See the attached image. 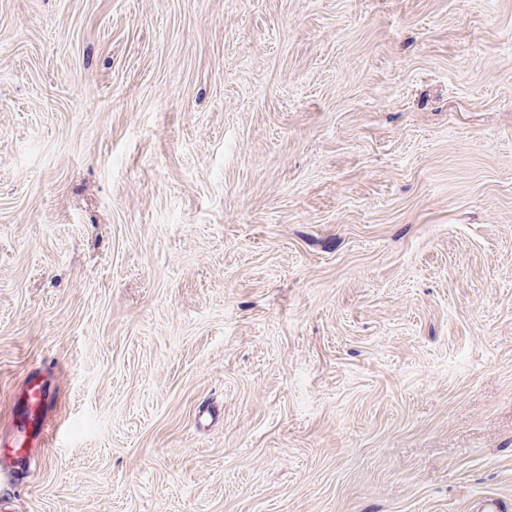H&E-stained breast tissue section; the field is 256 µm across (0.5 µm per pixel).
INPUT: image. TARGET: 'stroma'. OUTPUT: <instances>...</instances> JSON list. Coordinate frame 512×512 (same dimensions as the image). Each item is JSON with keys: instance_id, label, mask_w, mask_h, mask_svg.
Listing matches in <instances>:
<instances>
[{"instance_id": "obj_1", "label": "stroma", "mask_w": 512, "mask_h": 512, "mask_svg": "<svg viewBox=\"0 0 512 512\" xmlns=\"http://www.w3.org/2000/svg\"><path fill=\"white\" fill-rule=\"evenodd\" d=\"M47 358L10 512H512V0H0V428ZM66 366L47 360L29 371L13 405V421L0 431V509L3 496L16 491L29 476L34 448L54 447L60 426L56 421V380Z\"/></svg>"}]
</instances>
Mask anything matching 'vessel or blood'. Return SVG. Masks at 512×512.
I'll use <instances>...</instances> for the list:
<instances>
[{"label": "vessel or blood", "mask_w": 512, "mask_h": 512, "mask_svg": "<svg viewBox=\"0 0 512 512\" xmlns=\"http://www.w3.org/2000/svg\"><path fill=\"white\" fill-rule=\"evenodd\" d=\"M65 370L63 363L50 359L24 378L14 401L13 421L0 431V497L24 483L35 449L55 446L60 430L56 380Z\"/></svg>", "instance_id": "obj_1"}]
</instances>
